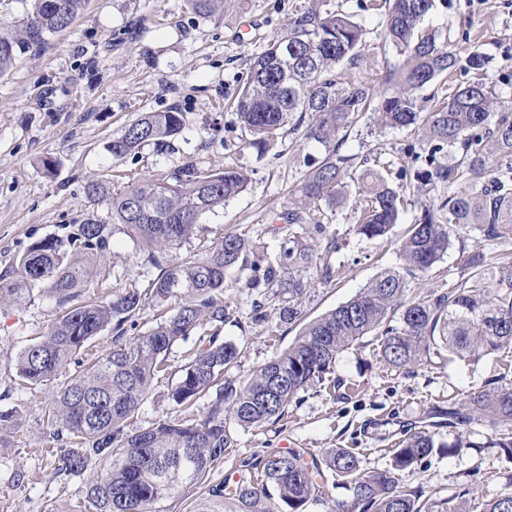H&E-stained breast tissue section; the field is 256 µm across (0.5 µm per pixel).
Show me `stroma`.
Listing matches in <instances>:
<instances>
[{
  "label": "stroma",
  "mask_w": 512,
  "mask_h": 512,
  "mask_svg": "<svg viewBox=\"0 0 512 512\" xmlns=\"http://www.w3.org/2000/svg\"><path fill=\"white\" fill-rule=\"evenodd\" d=\"M301 2L244 0L242 6L201 17L188 0H89L69 28L19 57L0 75V271L11 267L31 243L63 237L69 226L111 223L105 203L88 201V180L112 186L132 178L159 180L188 161L213 172L234 164L248 176L243 193L202 216L203 230L192 249L203 251L224 231L242 230L258 250L275 256L282 237L272 233L269 216L287 205L305 170L304 158H321L324 149L302 131L284 129L265 153H258L226 103L244 84L250 58L287 31ZM336 2L363 25L370 45L350 78L377 83L396 56L382 44L379 13L370 10L371 0ZM421 26L482 53L487 82L495 87L501 109L512 111V0H436ZM172 107L185 112L187 123L168 146L150 144L122 160L112 159L107 145L125 126L141 113ZM429 148L417 128L381 130L361 123L349 129L342 151L364 157L377 149L398 169L412 167L415 154H427ZM47 157L57 162L51 176L41 165ZM311 221L335 234L337 248L324 258L332 271L330 281H321L313 271L307 274L310 286L301 322L279 323L288 295L278 288L264 298L263 317H255L250 293L236 285L240 269L226 273L228 318L222 335L240 351L231 371L236 379L247 378L287 348L302 322L347 302L381 269L399 264L406 224L395 225L381 239L363 238L354 231L348 202L312 211ZM476 238L472 228L455 232L447 254L412 279L411 287L434 291L457 280L461 256ZM101 267V276L82 293L85 301L115 289H147L158 274L118 232ZM61 312L39 290L25 304L0 303V409L19 414L18 426L0 433V512H89L82 478L55 476L49 466V428L42 413L53 386L21 385L15 370L18 354ZM381 343L375 331L343 352L332 381L302 392L284 421L260 429L227 422L233 448L204 483L164 500L162 512H201L213 502L210 486L237 475L243 462L285 447L315 455L355 448L362 468L384 469L390 464L388 450L403 430L427 425L429 411L463 401L504 368L493 355L463 361L443 353L399 370L383 360ZM436 433L440 441L463 442V449L433 455L404 472V484L422 486L438 500L468 488L489 501L512 487V457L491 444L490 423L442 424Z\"/></svg>",
  "instance_id": "35a3bbf8"
}]
</instances>
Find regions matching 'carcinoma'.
I'll return each instance as SVG.
<instances>
[{"label": "carcinoma", "instance_id": "carcinoma-1", "mask_svg": "<svg viewBox=\"0 0 512 512\" xmlns=\"http://www.w3.org/2000/svg\"><path fill=\"white\" fill-rule=\"evenodd\" d=\"M86 2L33 0L19 25L1 26L0 74L18 55L68 28ZM240 2L189 0L204 17ZM434 3L388 0L382 28L397 58L377 88L345 80L366 47L365 32L334 0H306L293 13L287 34L250 60L232 105L252 145L261 147L285 126L295 131L305 122L304 136L324 148L323 158L308 165L288 206L271 218L274 231L283 233L276 258L254 252L247 233L237 230L217 237L201 253L180 254L199 232L202 215L224 207L247 187V177L237 168L213 172L187 162L162 182L145 178L117 191L88 182V198L107 202L112 228L74 225L64 240L33 243L0 274V301L25 303L46 284L63 308L17 357L16 373L26 385L52 383L90 339L112 327V347L58 387L45 411L51 439L60 443L49 449L55 473L84 477L91 512H160L161 501L195 487L233 447L226 418L244 428L283 419L301 392L325 381L340 354L378 328L383 329L382 357L398 369L442 351L461 360L512 352L508 254L476 247L464 256L463 274L448 289L408 295L409 281L444 257L458 228L472 225L488 242L512 238V113L497 111L499 95L480 77L448 86L429 112H421L413 95L443 75L478 74L484 66L481 53L465 56L450 41L419 29ZM285 46L292 49L286 57ZM362 118L380 129H421L430 150L414 179L448 193L410 224L399 269L381 272L356 297L304 325L293 344L238 381L228 371L236 366L239 348L220 336L226 271L251 270L240 287L260 296L273 288L288 291L279 320L293 323L300 320L308 287L304 272L318 268L321 260L308 231H299L311 208L336 206L348 183L359 180L364 191L355 202L357 235L385 237L401 218V190L380 171L359 170L357 157L340 151L339 134ZM186 121L178 108L145 112L112 138L107 151L120 160L147 144L162 146L183 131ZM444 150L451 154L446 164L436 161ZM117 231L159 274L143 292L126 288L99 301L79 300ZM171 297L181 300L171 317L143 335H128L125 325L132 317ZM207 323L214 327L207 341L188 363L171 369V347ZM166 372L177 378L167 394L166 416L129 428L154 380ZM204 397L210 398L206 413L190 417L191 407ZM448 417L460 425L484 419L506 426L493 444L512 455V378L501 375L494 387L471 393L464 404L448 408ZM459 448V442L446 444L435 433L418 430L392 449L390 467L368 472L351 448H333L309 462L300 452H274L264 459L261 479L244 475L233 487L222 484L211 492L224 499V512H307L322 501L331 475L350 492V503L336 504V512H471L465 499L448 509V501L426 498L421 487H405L400 479L401 472L434 453ZM98 459L110 463L90 468ZM270 487L278 502L264 507L261 498H270ZM482 512H512V489L485 503Z\"/></svg>", "mask_w": 512, "mask_h": 512}]
</instances>
